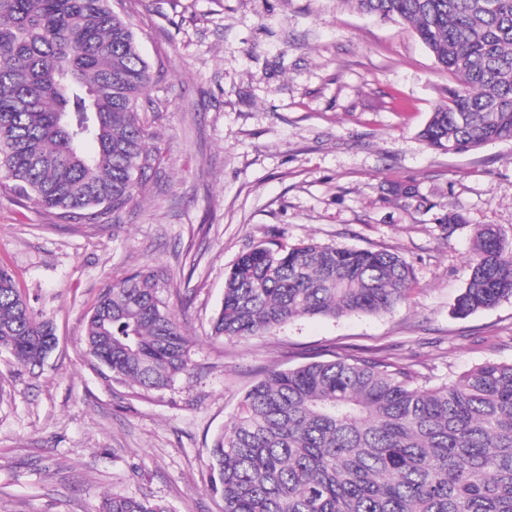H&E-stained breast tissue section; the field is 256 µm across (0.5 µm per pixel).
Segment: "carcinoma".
I'll return each instance as SVG.
<instances>
[{
  "label": "carcinoma",
  "instance_id": "cac0c4a2",
  "mask_svg": "<svg viewBox=\"0 0 512 512\" xmlns=\"http://www.w3.org/2000/svg\"><path fill=\"white\" fill-rule=\"evenodd\" d=\"M406 23L457 80L420 136L458 152L512 140V0H354ZM150 66L111 0H0V186L64 222L119 223L160 168L145 112ZM455 313L512 298V242L480 227ZM413 269L389 250L261 242L228 273L215 338L262 336L300 317L380 315ZM163 271L112 280L86 316L89 354L115 377L164 387L188 371L187 339L161 297ZM56 346L0 267V350L24 368ZM372 357L312 360L254 383L215 440L209 490L224 512H512V363L442 387ZM102 512H170L104 499Z\"/></svg>",
  "mask_w": 512,
  "mask_h": 512
}]
</instances>
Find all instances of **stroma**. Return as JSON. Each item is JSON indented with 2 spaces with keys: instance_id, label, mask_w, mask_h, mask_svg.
I'll return each mask as SVG.
<instances>
[{
  "instance_id": "1",
  "label": "stroma",
  "mask_w": 512,
  "mask_h": 512,
  "mask_svg": "<svg viewBox=\"0 0 512 512\" xmlns=\"http://www.w3.org/2000/svg\"><path fill=\"white\" fill-rule=\"evenodd\" d=\"M118 11L158 73L165 164L117 224L59 223L0 190V266L56 334L31 371L0 351V512H99L116 495L224 512L205 462L263 373L376 356L437 387L512 363V299L454 311L476 228L512 241V141L448 154L421 138L452 79L411 27L350 0H123ZM400 184L417 201L397 200ZM275 234L394 251L415 280L382 316L211 337L226 274ZM145 265L169 270L162 296L189 339L188 373L162 389L115 380L85 346L102 289Z\"/></svg>"
}]
</instances>
